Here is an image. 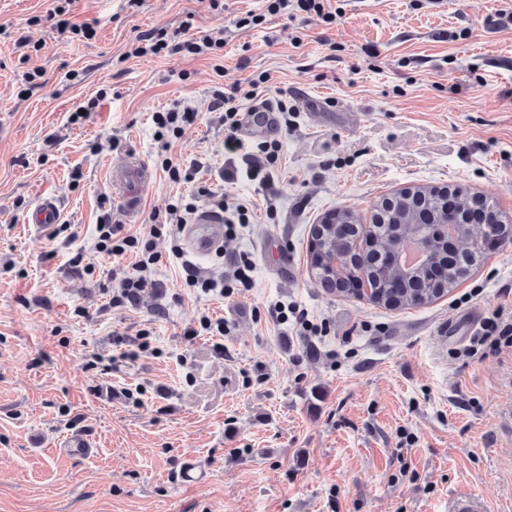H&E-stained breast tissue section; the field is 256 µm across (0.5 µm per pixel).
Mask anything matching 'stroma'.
<instances>
[{"instance_id":"obj_1","label":"stroma","mask_w":512,"mask_h":512,"mask_svg":"<svg viewBox=\"0 0 512 512\" xmlns=\"http://www.w3.org/2000/svg\"><path fill=\"white\" fill-rule=\"evenodd\" d=\"M63 4L91 36L57 33L48 15ZM326 7L335 22L239 28L263 0H0V512H456L462 498L512 512V352L471 359L469 325L442 335L469 309L512 305V242L448 296L399 312L328 292L309 253L327 212L364 223L403 188L457 187L512 220V25L486 26L512 0ZM184 27L223 38V73L206 55L127 54L137 36ZM263 72L268 98L288 105L279 162L268 181L240 167L228 185L211 91ZM179 103L200 119L165 153L152 115ZM129 153L146 175L133 216L111 181ZM167 157L196 165L194 182H170ZM204 184L251 216L193 265L218 275L225 256L247 254L253 287L226 299L189 287L163 232L157 292L112 307V279L137 256L97 251L103 217L151 235L152 211ZM45 198L62 216L38 235L25 216ZM278 309L327 331L297 335ZM205 316L224 335L201 330ZM140 333L145 347L113 364L116 337ZM75 431L90 455L60 450ZM188 455L204 484L174 482Z\"/></svg>"}]
</instances>
